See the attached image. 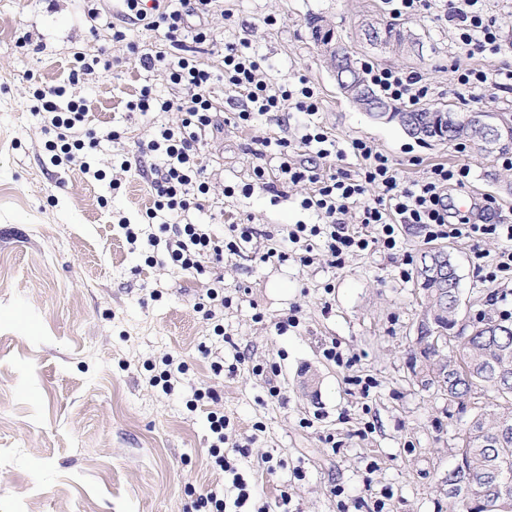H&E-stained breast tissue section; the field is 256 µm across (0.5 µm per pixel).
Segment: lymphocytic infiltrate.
<instances>
[{"instance_id":"lymphocytic-infiltrate-1","label":"lymphocytic infiltrate","mask_w":512,"mask_h":512,"mask_svg":"<svg viewBox=\"0 0 512 512\" xmlns=\"http://www.w3.org/2000/svg\"><path fill=\"white\" fill-rule=\"evenodd\" d=\"M124 15L131 24L158 32L161 47L141 53L139 61L144 69L165 72L170 81L179 85L181 96L162 99L150 87H142L137 100L129 102L128 109L144 115L154 111L175 112L179 122L162 126L147 149L157 162L152 168L154 191L152 207L145 215L148 220H160L162 231L168 232L167 241L148 234L150 247L165 246L173 266L184 272L201 271L207 259L223 261L225 253H239L253 238L247 224L228 225L227 236L217 235L211 227L189 224L184 215L190 208H201V199L210 187L203 178L199 150L213 132L218 113L211 96L213 75L193 55L173 54V47L185 41L202 44L210 41L211 31L206 24L218 0H123ZM444 17L455 29L457 39L465 50V58L456 60L452 72L458 84L470 92L512 88V71L477 69L471 67L468 57L490 52L500 53L504 47L501 30L491 15L487 0H448ZM370 83L393 103L417 104L428 98L430 88L420 76L392 67L366 65ZM224 80L248 102L247 110L238 114L246 121L254 114H271L295 108L312 116L319 110L318 96L307 82L283 89L267 82L260 73L259 62L243 46L230 43L224 47ZM35 113L43 117V131L48 137V148L54 164L68 162L78 167L87 179L102 180L85 141L93 137L88 126L85 103L67 98L64 87L52 91H35ZM298 142L316 157L315 163L294 164L288 158L290 141L279 140V163L275 170L253 168L250 181L241 188L250 194L254 187L274 188L275 185L308 183L311 195L304 199V208L321 216L318 224H297L282 233V243L300 244L311 237L323 238L328 252L337 260L376 247L387 253L398 252L402 238L400 227L413 224L424 234L425 241L439 239H476L502 236L512 241V224H477L468 217L457 223L448 221V190L463 185L469 175L467 167L434 165L421 180L402 184L396 168L388 156L378 151L369 141L356 138L347 148H339L322 127L309 123ZM353 154L359 161L356 174L340 172L323 175L318 171V160L331 156ZM377 189L374 202H367L368 189ZM357 213V227L346 224L349 211ZM207 422L213 441L208 448L212 462L224 474L222 484L209 487L200 494L194 507L196 512H243L250 499V488L244 478L238 459L224 453L225 430L229 422L223 412H208Z\"/></svg>"}]
</instances>
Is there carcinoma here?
<instances>
[{"instance_id":"obj_1","label":"carcinoma","mask_w":512,"mask_h":512,"mask_svg":"<svg viewBox=\"0 0 512 512\" xmlns=\"http://www.w3.org/2000/svg\"><path fill=\"white\" fill-rule=\"evenodd\" d=\"M309 25L315 43L336 53L337 84L358 83L374 101L384 102L354 55L340 44L331 46L334 34L325 31L322 19L314 17ZM373 33L372 41L382 43L386 52L404 48L405 36L393 23ZM400 114L425 128L446 129L449 141L480 142L469 112L417 108ZM420 276L426 319L443 339L418 338L421 382L447 392L448 408L460 413L469 405L474 409L458 431L457 462L448 471V512H512V325L489 303L469 331L455 330L459 277L446 251L426 252Z\"/></svg>"}]
</instances>
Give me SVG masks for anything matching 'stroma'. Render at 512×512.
<instances>
[{"label": "stroma", "mask_w": 512, "mask_h": 512, "mask_svg": "<svg viewBox=\"0 0 512 512\" xmlns=\"http://www.w3.org/2000/svg\"><path fill=\"white\" fill-rule=\"evenodd\" d=\"M98 7L93 23L84 0H0V512H195L198 495L224 481L207 457L206 415L215 408L230 420L231 441L248 447L250 512H371L380 497L388 512H447L456 422L447 394L423 386L411 368L425 322L417 277L429 248L423 233L404 225L401 251H366L336 267L318 237L311 265L294 254L266 262L269 236L318 223L302 205L312 187H258L247 196L240 188L253 167L274 166L276 140H297L311 120L339 144L373 143L405 183L436 164L468 166L466 185L449 196L493 201L495 214L512 219L505 187L512 171L502 165L512 146L488 156L471 143H423L397 124L372 120L338 90L311 39L310 18L329 23L359 61L421 76L431 88L428 105L512 119V91L492 89L475 101L455 84L450 66L464 51L441 0L403 17L419 41L405 58L359 37L364 19L390 21L385 0H221L208 18L214 43L193 51L214 75L224 125L201 147L211 191L186 220L248 224L256 234L242 254L190 275L149 249H131L118 226L123 217L143 223L153 203L146 145L154 126L179 120L127 104L146 85L163 98L177 90L112 39L113 27H125L148 48L159 34L128 27L121 0ZM268 16L273 24H265ZM241 41L273 85L303 79L315 89L313 118L290 108L239 122L245 102L224 84V45ZM107 45L111 69L95 65L75 88L90 128L120 134L93 149L106 177L91 183L77 168L51 165L32 92L67 85L74 52L91 58ZM124 161L130 170L121 169ZM228 185L235 195H225ZM440 246L460 276L459 325H471L496 295L512 310V289L488 276L506 241ZM477 249L487 261H475ZM218 276L230 302L217 376L202 354L216 338L193 303ZM291 316L296 326L279 330ZM332 344L344 364L324 358ZM168 355L187 364L169 393L150 384ZM256 364L263 375L253 374ZM356 376L373 380L369 397L353 384ZM198 388L215 397L192 411L187 403ZM336 486L341 494H333Z\"/></svg>", "instance_id": "35a3bbf8"}]
</instances>
